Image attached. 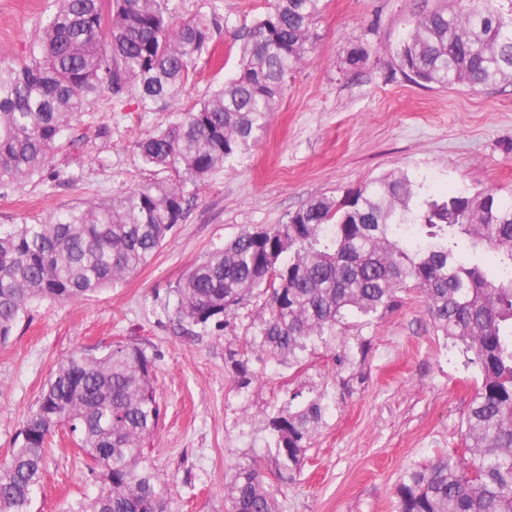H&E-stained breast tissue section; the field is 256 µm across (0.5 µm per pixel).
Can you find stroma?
Segmentation results:
<instances>
[{
	"mask_svg": "<svg viewBox=\"0 0 512 512\" xmlns=\"http://www.w3.org/2000/svg\"><path fill=\"white\" fill-rule=\"evenodd\" d=\"M180 18L216 19L222 67L199 64L182 105L232 75L240 44L233 34L263 14L268 0H175ZM442 0H322L316 45L289 77L265 134L249 154L213 173L163 249L137 274L77 303L41 302L0 346V461L57 363L91 348L136 344L155 357L163 417L145 456L167 482L178 512H224V477L266 455V412L309 390L332 410L314 435L295 481L280 488V512H395V486L413 464L463 448L461 420L479 374L462 347L434 333L423 299L364 321L349 316L330 347L304 369L264 370L247 394L224 363V333L180 335L163 307L187 270L242 227L283 224L310 197L346 194L373 179L407 174L421 197L464 190L512 195V79L450 91L424 88L402 74L395 48L419 13ZM53 0H0V58L27 59ZM367 48L350 74L352 48ZM172 108L139 99H101L67 135L54 159L69 186L33 179L0 190V225L37 224L80 201H108L161 180L133 152L139 136L168 124ZM367 342L360 351L359 342ZM344 365H337L336 356ZM34 512H67L97 487L65 431H57Z\"/></svg>",
	"mask_w": 512,
	"mask_h": 512,
	"instance_id": "1",
	"label": "stroma"
}]
</instances>
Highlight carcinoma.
<instances>
[{
  "label": "carcinoma",
  "mask_w": 512,
  "mask_h": 512,
  "mask_svg": "<svg viewBox=\"0 0 512 512\" xmlns=\"http://www.w3.org/2000/svg\"><path fill=\"white\" fill-rule=\"evenodd\" d=\"M419 16L395 49L415 84L454 89L494 86L512 75V13L497 0H448ZM321 0H272L242 41L239 70L201 101L134 144L141 165L175 179L145 183L108 205L85 201L41 224L0 228V344L37 301L79 302L137 272L181 223L212 173L248 152L265 132L288 75L312 52ZM172 0H56L29 58L0 61V188L49 177L64 133L87 106L135 95L167 106L191 86L216 23L175 20ZM405 175L374 180L337 201L312 196L284 224L244 229L191 267L174 289L172 319L184 336L232 327L256 300L242 336L225 343L237 389L258 378L257 361L300 368L314 341L334 335L348 311L370 321L416 292L436 335L471 354L480 372L463 418L465 453L454 449L408 468L395 488L396 512H512V201L459 191L413 211ZM471 250L462 261L459 244ZM491 251L489 272L478 255ZM154 359L136 345L105 354L82 349L61 360L0 462V512H31L45 474L46 447L72 427L89 476L99 482L91 512H174L143 444L160 407ZM296 396L267 417L275 479L287 484L304 460L330 405L320 391ZM224 512H279L264 464L234 467Z\"/></svg>",
  "instance_id": "1"
}]
</instances>
